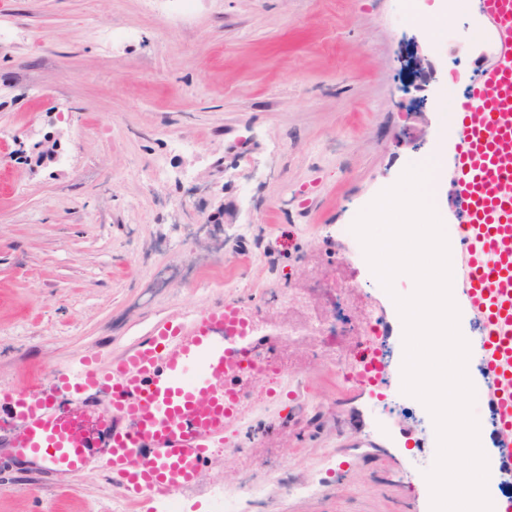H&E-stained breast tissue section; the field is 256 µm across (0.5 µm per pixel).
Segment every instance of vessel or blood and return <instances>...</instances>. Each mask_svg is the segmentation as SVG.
I'll use <instances>...</instances> for the list:
<instances>
[{"label":"vessel or blood","mask_w":512,"mask_h":512,"mask_svg":"<svg viewBox=\"0 0 512 512\" xmlns=\"http://www.w3.org/2000/svg\"><path fill=\"white\" fill-rule=\"evenodd\" d=\"M493 33L497 54L460 105L452 202L467 248L458 284L485 332L471 349L482 367L498 439L496 464L512 470V0H469ZM251 304L222 299L200 313L157 321L118 352L108 370L86 359L39 383L0 391V446L31 477L62 484L97 465L129 504L194 488L204 469L276 385L247 394L239 380L276 336L253 335Z\"/></svg>","instance_id":"b4317fda"}]
</instances>
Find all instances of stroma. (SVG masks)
<instances>
[{
    "mask_svg": "<svg viewBox=\"0 0 512 512\" xmlns=\"http://www.w3.org/2000/svg\"><path fill=\"white\" fill-rule=\"evenodd\" d=\"M0 0V389L115 353L160 318L221 298L255 304L273 328L292 311L263 292L344 285L358 322L381 311L389 358L374 389L343 390L332 348L290 358L318 405L283 396L245 425L182 495V512H219L246 456L275 462L247 512H430L437 436L424 404L393 383L404 326L367 261L351 253L359 213L438 150L446 87L463 99L495 47L466 0ZM472 39L456 53L455 38ZM435 66L411 73L413 48ZM425 100L426 143H409ZM56 139L59 159L41 143ZM233 212L234 224L224 222ZM0 447V512H162L124 503L96 467L38 481ZM314 480L309 498L289 484Z\"/></svg>",
    "mask_w": 512,
    "mask_h": 512,
    "instance_id": "obj_1",
    "label": "stroma"
}]
</instances>
